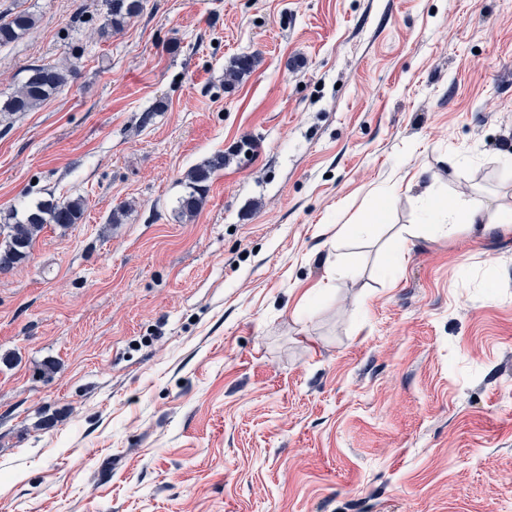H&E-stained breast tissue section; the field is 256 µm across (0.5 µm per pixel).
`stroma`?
Segmentation results:
<instances>
[{"mask_svg":"<svg viewBox=\"0 0 512 512\" xmlns=\"http://www.w3.org/2000/svg\"><path fill=\"white\" fill-rule=\"evenodd\" d=\"M19 11L0 216L86 208L0 274V512H512V223L423 214L512 208V0ZM112 29L119 30L125 20L141 9V0H109ZM71 73L70 68L32 65L16 94L0 103V112H27L39 106L64 89ZM223 168L224 153H217L190 171L187 192L178 201L181 216H191L199 210L212 176ZM425 218L429 223H448L453 230H473L475 224H485V231H489L499 224H511L512 209L497 208L489 212L472 207L448 208L444 201L435 199L428 205Z\"/></svg>","mask_w":512,"mask_h":512,"instance_id":"1","label":"stroma"}]
</instances>
